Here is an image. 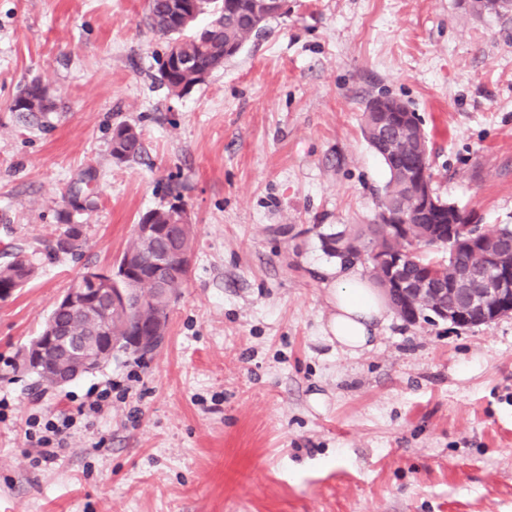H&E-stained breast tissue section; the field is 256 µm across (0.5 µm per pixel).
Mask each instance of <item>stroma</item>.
I'll use <instances>...</instances> for the list:
<instances>
[{
    "mask_svg": "<svg viewBox=\"0 0 512 512\" xmlns=\"http://www.w3.org/2000/svg\"><path fill=\"white\" fill-rule=\"evenodd\" d=\"M167 47L146 0H0V263L19 247L37 268L0 302V512H512V315H395L342 353L318 239L373 219L388 173L362 110L378 95L416 113L441 199L512 224V13L288 0L181 96L158 80ZM35 77L57 105L47 129L10 109ZM120 123L144 143L126 163ZM89 171L81 256L44 257ZM177 195L194 240L163 347L36 386L21 359L53 304ZM107 384L102 415L42 461L30 416L76 414ZM144 146L141 134L128 124H120L113 130L111 155L115 162L125 163L138 158Z\"/></svg>",
    "mask_w": 512,
    "mask_h": 512,
    "instance_id": "35a3bbf8",
    "label": "stroma"
}]
</instances>
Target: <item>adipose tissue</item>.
<instances>
[{"instance_id": "adipose-tissue-1", "label": "adipose tissue", "mask_w": 512, "mask_h": 512, "mask_svg": "<svg viewBox=\"0 0 512 512\" xmlns=\"http://www.w3.org/2000/svg\"><path fill=\"white\" fill-rule=\"evenodd\" d=\"M330 303L334 312L325 328L326 338L349 355L371 350L379 328L392 316L386 295L343 267L336 270Z\"/></svg>"}]
</instances>
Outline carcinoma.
<instances>
[{"label":"carcinoma","instance_id":"cac0c4a2","mask_svg":"<svg viewBox=\"0 0 512 512\" xmlns=\"http://www.w3.org/2000/svg\"><path fill=\"white\" fill-rule=\"evenodd\" d=\"M219 8L213 10L210 24L192 39H185L181 45V53L195 58L202 67L211 71L224 65V62L239 54L246 42L264 34L268 19H258L252 10V0H220ZM472 10L477 13L493 11L497 14L512 12V0H472ZM214 0H147V19L151 27L159 34L174 41L180 38L177 33L178 22L186 13V6L194 5L197 14L201 15L210 9ZM160 81L171 92L182 95L200 83L193 73L182 70L173 63L172 53H167L161 67ZM55 104L48 96L45 87L38 80L26 83L18 92L11 104V110L18 121L29 126L46 128L51 125L50 116ZM363 135L369 146L385 164L388 170V181L382 190L378 202V212L374 222L343 232L319 234L323 250L336 258L344 266L356 264L368 265L371 277L377 287L386 291L392 307L406 321H414L413 315L401 309L402 303L387 291L383 279L372 255L377 251L403 254L407 257L409 277L420 280L435 278L449 285L456 274L470 269L478 272L482 268L483 248L481 240L497 241L505 245L512 243V225L504 224L471 239L467 248L448 252V262L437 265L423 255V249L438 247L440 243L430 233L431 225L445 224L448 213H457L456 223L463 227L462 234L470 235L466 229L471 211L459 209L448 203V211L443 214L423 211L418 204L415 187L406 179L405 171L414 172L428 164V146L426 135L418 129L415 133V145L410 150L401 152L396 157L386 151L385 141L394 137L395 130L390 116L385 112H364ZM144 146L141 134L128 124H120L113 130L112 158L117 163H125L138 158ZM389 209L395 213L398 224L407 225V231L401 234L392 224L379 221L381 211ZM171 221V208L166 206L145 213L139 220L141 224L166 225ZM193 224L172 226L164 234L145 237L134 233L133 238L120 256L125 259L133 255L137 260L139 273L126 287L143 298V304L131 311L114 310L108 316L105 307L93 308V313L81 320L61 307L52 309L47 319L66 326H71L73 335L81 336L85 329L93 327L99 330V336L112 337V349L115 353L144 358V353L132 344L133 331L138 330L146 336L163 337L167 333L170 305L187 286L190 267L176 268L174 273L165 279L167 297L162 299L154 292L150 277L153 274L154 261L161 255L174 250L192 251ZM44 251L52 255L57 252L78 253L83 246L82 225L71 220V213L65 212L62 227L50 241L43 243ZM35 266L29 259L14 258L0 264V289L13 288L20 290L34 276Z\"/></svg>","mask_w":512,"mask_h":512}]
</instances>
